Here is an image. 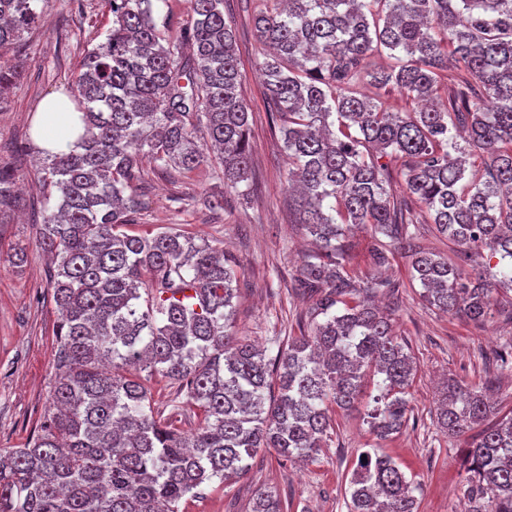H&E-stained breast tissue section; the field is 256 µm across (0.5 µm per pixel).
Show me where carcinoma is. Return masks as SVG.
Listing matches in <instances>:
<instances>
[{"label":"carcinoma","mask_w":512,"mask_h":512,"mask_svg":"<svg viewBox=\"0 0 512 512\" xmlns=\"http://www.w3.org/2000/svg\"><path fill=\"white\" fill-rule=\"evenodd\" d=\"M37 2L0 0L1 48L21 45ZM107 2L112 28L76 84L86 136L39 170L59 193L38 244L52 261L63 371L37 434L0 452V512H180L202 485L244 477L262 448L314 460L336 408L364 412L384 440L409 420L417 367L370 302L393 287L377 270L406 255L423 301L474 323L490 315L494 289L461 263L498 258L494 285L512 291V0H257L299 225L316 246L297 274L312 298L307 326L271 359L234 331L238 271L223 249L171 230L125 231L141 206L125 192L145 161L187 173L215 147L218 180L250 193L249 112L224 0H192V25L165 41L152 0ZM26 65L18 53L0 66V101ZM368 84L419 108L387 106ZM459 130L481 164L452 156ZM384 157L401 163L408 196L459 247L457 260L414 248ZM20 205L14 170L0 164V215ZM366 227L370 268L355 282L346 231ZM156 376L199 409L194 432L154 414ZM438 421L450 435L486 424L467 450L469 512H512V417L487 389L451 382ZM365 455L349 512H417L393 458ZM252 512L284 506L258 487Z\"/></svg>","instance_id":"1"}]
</instances>
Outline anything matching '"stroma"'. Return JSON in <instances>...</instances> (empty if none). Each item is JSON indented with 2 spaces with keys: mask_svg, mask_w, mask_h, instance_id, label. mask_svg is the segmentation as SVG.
<instances>
[{
  "mask_svg": "<svg viewBox=\"0 0 512 512\" xmlns=\"http://www.w3.org/2000/svg\"><path fill=\"white\" fill-rule=\"evenodd\" d=\"M254 0H224L242 74V95L250 122L253 191L241 197L215 178L213 165L189 173H166L145 165L134 192L142 205L133 231L157 233L173 227L223 246L239 263L236 328L267 356L279 341L297 335L307 307L296 277L310 239L298 224L295 195L288 187V154L281 138V117L265 88L260 65L264 47L252 23ZM40 18L25 32L21 49L29 66L11 98L0 104V163L11 164L25 206L0 224V451L20 448L31 438L48 406L58 373L54 330L57 312L48 285V260L36 244L37 226L49 196L37 170L42 155L34 141V117L47 96L74 93L88 49L106 39L112 14L106 0H39ZM223 192L224 207L210 209L207 199ZM24 250L23 262L13 260ZM395 292L379 295L390 308L399 339L418 371L410 390L411 417L400 434L377 441L358 417L336 415L330 439L316 460L300 464L265 449L252 460L246 478L231 486L211 482L185 512H249L252 493L263 485L288 503L289 512H348L346 492L360 455L379 448L399 464L416 485L417 512H459L465 503L463 461L476 431L457 437L441 429L436 407L447 378L486 383L502 412H512V369L494 356L512 344V292L495 294L485 322H469L428 307L421 286L412 280L408 261L395 255L381 270ZM152 406L193 431L199 411L183 406L173 412L172 388L153 378Z\"/></svg>",
  "mask_w": 512,
  "mask_h": 512,
  "instance_id": "stroma-1",
  "label": "stroma"
}]
</instances>
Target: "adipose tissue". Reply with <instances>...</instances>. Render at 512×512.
Wrapping results in <instances>:
<instances>
[{"label":"adipose tissue","instance_id":"adipose-tissue-1","mask_svg":"<svg viewBox=\"0 0 512 512\" xmlns=\"http://www.w3.org/2000/svg\"><path fill=\"white\" fill-rule=\"evenodd\" d=\"M34 121L38 128L39 150L61 153L73 149L84 132L75 104L66 95L53 94L39 106Z\"/></svg>","mask_w":512,"mask_h":512}]
</instances>
